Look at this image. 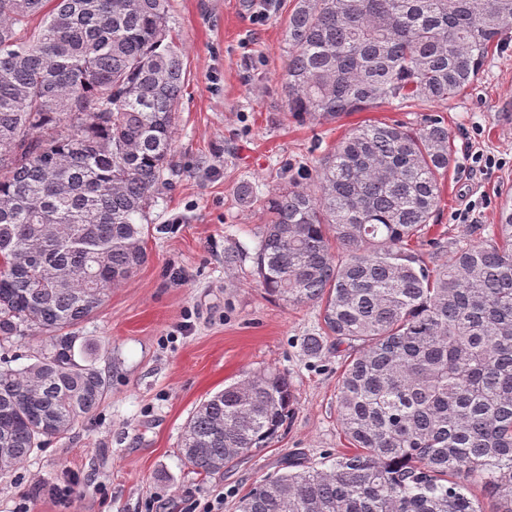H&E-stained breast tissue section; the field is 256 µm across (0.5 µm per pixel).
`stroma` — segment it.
<instances>
[{"label": "stroma", "mask_w": 512, "mask_h": 512, "mask_svg": "<svg viewBox=\"0 0 512 512\" xmlns=\"http://www.w3.org/2000/svg\"><path fill=\"white\" fill-rule=\"evenodd\" d=\"M262 0H171V25L187 67L171 154L173 186L150 210L148 261L113 288L75 330L76 346L109 381L99 410L65 437L35 450L0 476V512H61L47 486L73 489L70 512H184L223 494V512L297 454L318 469L348 443L336 413L343 353L311 355L313 307H290L256 282L251 258L265 222L260 202L284 179H301L318 156L368 121L419 123L422 112L384 106L332 124L301 123L285 110L286 11L264 24L251 16ZM453 137L457 167L442 181L432 235L449 250L486 238L499 204L512 194V31L490 52L477 82L438 106ZM501 159L488 172L472 153ZM475 207L480 227L455 216ZM247 252L224 265V251ZM276 368L295 391L294 413L270 447L213 475L197 474L178 443L206 397L244 373ZM43 493H35L34 485Z\"/></svg>", "instance_id": "stroma-1"}]
</instances>
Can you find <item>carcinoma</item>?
<instances>
[{
  "mask_svg": "<svg viewBox=\"0 0 512 512\" xmlns=\"http://www.w3.org/2000/svg\"><path fill=\"white\" fill-rule=\"evenodd\" d=\"M512 30V0H293L286 111L333 123L392 105H444ZM169 0H0V475L67 435L108 383L68 330L145 262L149 210L168 185L186 80ZM455 164L444 117L369 122L264 203L259 285L319 309L306 339L347 346L336 391L354 451L296 458L238 512H512V200L489 237L427 265L422 249ZM334 238H329L327 228ZM266 369L203 400L179 452L214 474L267 448L294 410ZM41 339L33 336L25 338H13L9 343L2 344L0 354L7 353L8 356L18 358L12 363L13 367H20L30 362L29 358L41 347Z\"/></svg>",
  "mask_w": 512,
  "mask_h": 512,
  "instance_id": "carcinoma-1",
  "label": "carcinoma"
}]
</instances>
